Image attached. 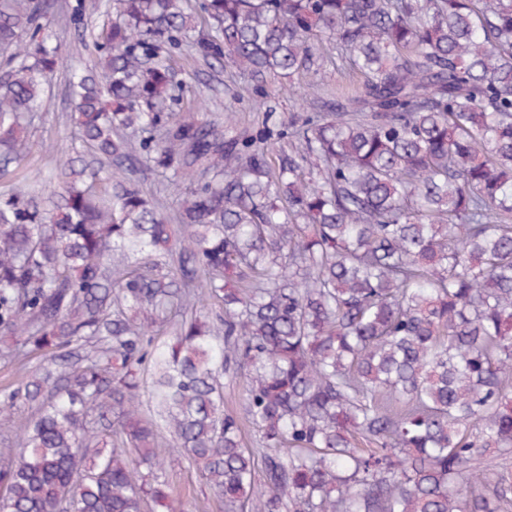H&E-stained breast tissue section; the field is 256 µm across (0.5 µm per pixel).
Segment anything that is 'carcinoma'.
I'll use <instances>...</instances> for the list:
<instances>
[{"label":"carcinoma","instance_id":"1","mask_svg":"<svg viewBox=\"0 0 512 512\" xmlns=\"http://www.w3.org/2000/svg\"><path fill=\"white\" fill-rule=\"evenodd\" d=\"M54 5L0 0L1 177L33 152ZM108 13L70 79L74 156L0 192V360L63 357L0 394L5 512H184L182 460L224 512H512V0ZM315 38L363 76L335 111L227 143L172 112V54L248 76L261 109L323 68ZM141 168L171 175L174 218ZM245 397L243 378L224 377V408L229 411H240Z\"/></svg>","mask_w":512,"mask_h":512}]
</instances>
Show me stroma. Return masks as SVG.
<instances>
[{"mask_svg":"<svg viewBox=\"0 0 512 512\" xmlns=\"http://www.w3.org/2000/svg\"><path fill=\"white\" fill-rule=\"evenodd\" d=\"M73 0H56L49 17L50 28L58 44L62 62L51 77L50 95L36 132L39 142L53 145V152L35 151L24 174L36 172L50 175L60 159L66 157L73 142L74 129L66 120L71 110L67 78L72 68L92 67L96 53L91 42L80 40L73 25L64 18ZM328 61L316 73L300 76L293 92L280 93L278 83H270L268 104L277 121L288 122L309 112H330L336 106L337 91H350L362 83L360 75L350 70L346 62H335L336 51L330 42L320 46ZM171 65L178 72L181 86L176 115L194 113L200 121L218 128H230L232 135L245 137L252 134L262 119L252 102L236 99L237 89L246 84L243 75L210 68L182 55L172 56ZM167 478L187 512H224V506L201 472L188 463L173 465Z\"/></svg>","mask_w":512,"mask_h":512,"instance_id":"35a3bbf8","label":"stroma"}]
</instances>
